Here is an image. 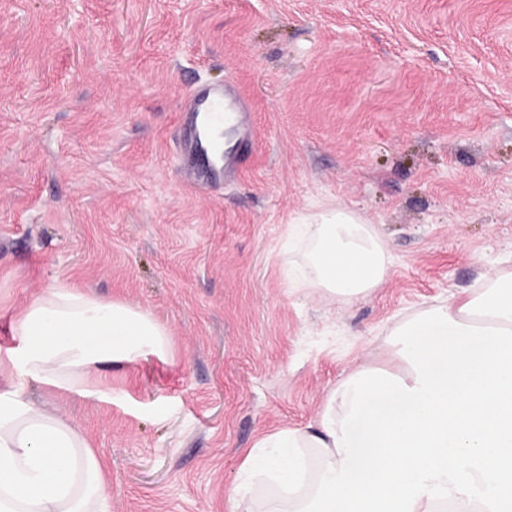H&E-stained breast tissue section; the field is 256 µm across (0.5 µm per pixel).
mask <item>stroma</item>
I'll list each match as a JSON object with an SVG mask.
<instances>
[{
	"instance_id": "stroma-1",
	"label": "stroma",
	"mask_w": 512,
	"mask_h": 512,
	"mask_svg": "<svg viewBox=\"0 0 512 512\" xmlns=\"http://www.w3.org/2000/svg\"><path fill=\"white\" fill-rule=\"evenodd\" d=\"M231 82L249 152L189 185L181 105ZM345 207L394 263L368 297L286 291L304 214ZM512 270V0H0V356L70 283L148 311L166 361L83 396L112 512H228L263 434L315 424L397 316Z\"/></svg>"
}]
</instances>
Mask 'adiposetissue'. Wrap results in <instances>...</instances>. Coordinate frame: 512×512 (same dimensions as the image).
<instances>
[{
  "label": "adipose tissue",
  "instance_id": "obj_1",
  "mask_svg": "<svg viewBox=\"0 0 512 512\" xmlns=\"http://www.w3.org/2000/svg\"><path fill=\"white\" fill-rule=\"evenodd\" d=\"M307 231L312 247L289 271V291L349 303L372 294L393 264L372 225L346 208L288 227L292 238ZM442 306L462 324L512 329V271H493L481 287ZM12 325L18 345L0 358V512H111L107 469L83 429L25 400L20 388L36 381L104 394L106 367L165 357L167 329L139 306L70 285L34 296ZM340 464L323 425L270 432L244 455V481L228 494L229 512H299L326 467Z\"/></svg>",
  "mask_w": 512,
  "mask_h": 512
}]
</instances>
